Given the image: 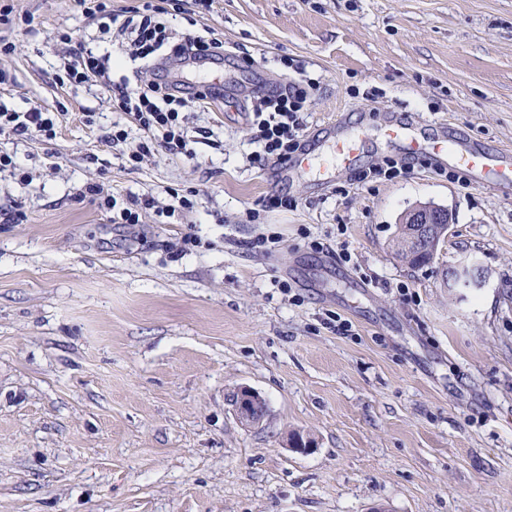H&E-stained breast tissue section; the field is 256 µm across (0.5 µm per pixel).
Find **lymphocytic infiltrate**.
Returning a JSON list of instances; mask_svg holds the SVG:
<instances>
[{"label": "lymphocytic infiltrate", "instance_id": "1", "mask_svg": "<svg viewBox=\"0 0 512 512\" xmlns=\"http://www.w3.org/2000/svg\"><path fill=\"white\" fill-rule=\"evenodd\" d=\"M77 3L87 19L123 40L128 55L148 63L180 61L189 50L206 58L224 56V43L219 38L192 33L180 35L170 31L161 21L162 15L171 12L204 16L210 12L213 0H140L126 17L113 10L112 0H77ZM53 38L67 47L62 57L66 79L76 85L106 84L112 93L113 108L123 112L142 131V141L128 155L131 164L141 163L155 144L171 154L182 156L187 162H195L194 139L185 128L182 111L206 104L205 95L181 96L172 83L166 81H153L138 91H130L125 84L111 82L108 60L76 44L71 31L57 30ZM308 97L302 82L290 81L275 86L259 98L252 111L258 159L278 161L299 148L302 131L299 114L304 111ZM7 129L16 135L36 133L48 140L56 136L54 120L36 106L24 112L0 111V132ZM85 192L97 200L99 207L111 211L112 221L116 224L139 223L141 209L156 206L155 198L149 195L132 199L129 205H119L115 196L105 193L95 183L87 184Z\"/></svg>", "mask_w": 512, "mask_h": 512}]
</instances>
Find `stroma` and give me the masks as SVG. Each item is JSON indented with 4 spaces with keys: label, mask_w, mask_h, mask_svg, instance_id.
Wrapping results in <instances>:
<instances>
[{
    "label": "stroma",
    "mask_w": 512,
    "mask_h": 512,
    "mask_svg": "<svg viewBox=\"0 0 512 512\" xmlns=\"http://www.w3.org/2000/svg\"><path fill=\"white\" fill-rule=\"evenodd\" d=\"M0 4L30 19L0 24V106L59 116L51 140L0 134L20 169L0 173V512H512V184L419 162L356 182L405 157L379 135L335 181L281 183L250 160L249 96L229 94L186 112L197 164L158 147L130 168L139 131L106 143L123 113L105 86L59 84L51 37L73 30L133 87L144 61L74 0ZM165 21L223 40L246 64L234 85L312 82L311 150L329 122L393 116L512 153V0H215L197 24ZM89 183L163 205L192 190L195 206L115 224L80 198ZM277 191L295 207L262 210ZM429 202L453 223L414 269L397 224ZM187 234L199 245L177 254ZM463 261L482 288L444 285ZM244 386L259 424L235 415ZM294 432L314 448H289ZM232 402L237 419L243 424H259L265 415L264 398L250 388L237 389Z\"/></svg>",
    "instance_id": "stroma-1"
}]
</instances>
